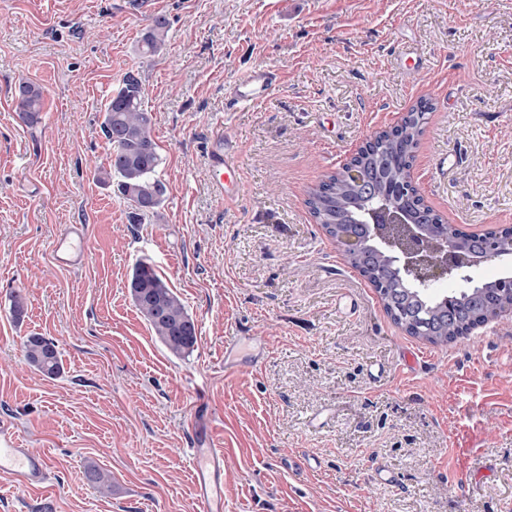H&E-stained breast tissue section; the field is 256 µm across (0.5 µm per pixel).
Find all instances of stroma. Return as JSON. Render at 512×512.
<instances>
[{
    "label": "stroma",
    "instance_id": "35a3bbf8",
    "mask_svg": "<svg viewBox=\"0 0 512 512\" xmlns=\"http://www.w3.org/2000/svg\"><path fill=\"white\" fill-rule=\"evenodd\" d=\"M157 15L165 46L145 58ZM257 66L276 87L230 107L227 86ZM130 71L167 187L138 224L96 179ZM22 80L44 91L32 126ZM423 99L412 173L427 204L468 231L512 225V0H0V426L51 461L37 490L0 473V512H195L189 451L208 446L224 451V512H512V315L445 346L407 335L305 204ZM215 133L239 146L229 204L208 172ZM441 153L457 160L444 177ZM63 224L86 229L81 268L53 259ZM142 258L198 326L188 357L133 304ZM345 292L354 314L336 310ZM34 333L60 352L58 377L26 361ZM167 22L163 17L152 19L149 27L145 29L139 40V51L144 56H154L164 47Z\"/></svg>",
    "mask_w": 512,
    "mask_h": 512
}]
</instances>
